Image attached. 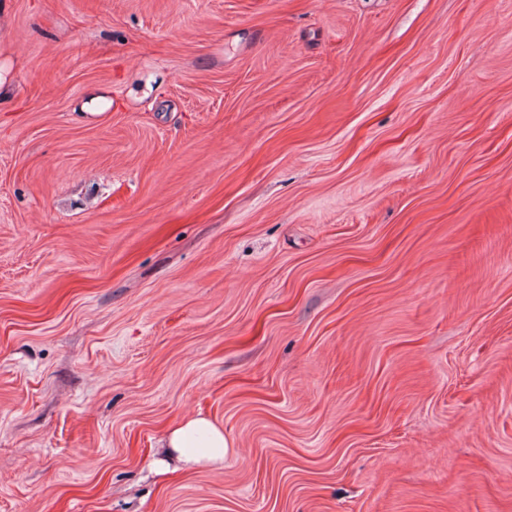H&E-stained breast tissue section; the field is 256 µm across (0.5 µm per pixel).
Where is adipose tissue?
Segmentation results:
<instances>
[{"mask_svg":"<svg viewBox=\"0 0 512 512\" xmlns=\"http://www.w3.org/2000/svg\"><path fill=\"white\" fill-rule=\"evenodd\" d=\"M168 446L178 461L193 466L223 462L227 442L221 427L198 416L172 429Z\"/></svg>","mask_w":512,"mask_h":512,"instance_id":"obj_1","label":"adipose tissue"}]
</instances>
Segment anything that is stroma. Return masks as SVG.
<instances>
[{"label":"stroma","mask_w":512,"mask_h":512,"mask_svg":"<svg viewBox=\"0 0 512 512\" xmlns=\"http://www.w3.org/2000/svg\"><path fill=\"white\" fill-rule=\"evenodd\" d=\"M0 81V512H512V0H0ZM167 448L185 465L221 463L228 448L224 430L206 417H193L171 430Z\"/></svg>","instance_id":"obj_1"}]
</instances>
